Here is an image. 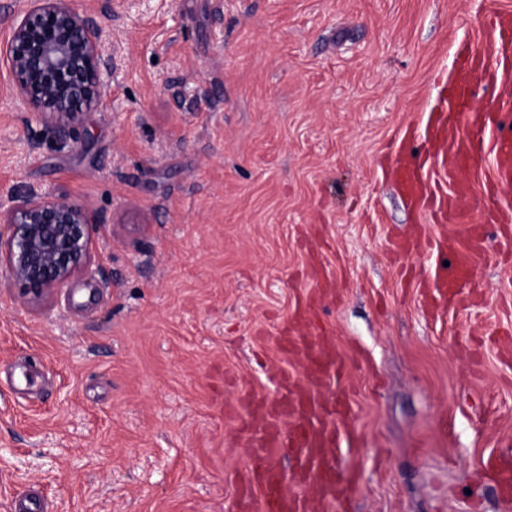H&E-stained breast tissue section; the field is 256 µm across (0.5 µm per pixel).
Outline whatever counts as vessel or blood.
I'll list each match as a JSON object with an SVG mask.
<instances>
[{"label": "vessel or blood", "mask_w": 512, "mask_h": 512, "mask_svg": "<svg viewBox=\"0 0 512 512\" xmlns=\"http://www.w3.org/2000/svg\"><path fill=\"white\" fill-rule=\"evenodd\" d=\"M486 30L492 57L463 53L452 87L442 89L427 114L423 151L403 156L397 165L410 200L437 206L452 223L459 220V202L471 188L461 174L488 163V188L512 186V100L499 99L485 112L474 109L478 84H495L504 72L512 73V14L490 12ZM438 184L447 185L448 193L436 195ZM491 225L503 239L512 238V209H490L482 223L438 238V253L451 262L435 265L420 283L424 306L435 309L467 300ZM275 344L286 359L298 363L301 376L281 374L272 397L244 389L236 407L225 412L244 434L248 449L238 481L241 512H336L355 490L353 473L336 460L337 449L354 447L357 439L350 407L334 399L346 363L323 327L299 314L289 317ZM486 466L494 474L501 512H512V456L487 459Z\"/></svg>", "instance_id": "b4317fda"}]
</instances>
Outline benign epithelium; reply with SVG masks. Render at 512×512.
<instances>
[{"label":"benign epithelium","instance_id":"7a95c632","mask_svg":"<svg viewBox=\"0 0 512 512\" xmlns=\"http://www.w3.org/2000/svg\"><path fill=\"white\" fill-rule=\"evenodd\" d=\"M107 33L78 0H30L10 25L6 54L27 120L67 137L99 107L112 76ZM81 202L50 190L0 189V277L36 303L92 265L90 224Z\"/></svg>","mask_w":512,"mask_h":512}]
</instances>
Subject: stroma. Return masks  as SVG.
<instances>
[{"label":"stroma","instance_id":"1","mask_svg":"<svg viewBox=\"0 0 512 512\" xmlns=\"http://www.w3.org/2000/svg\"><path fill=\"white\" fill-rule=\"evenodd\" d=\"M112 28L80 148L27 123L0 53V188L81 201L92 271L39 305L0 279V512H237L225 410L298 374L274 337L325 272L360 437L351 512H498L478 470L512 443V259L496 234L465 306L426 311L443 222L389 174L461 49L512 0H80ZM471 177L461 223L512 190Z\"/></svg>","mask_w":512,"mask_h":512}]
</instances>
